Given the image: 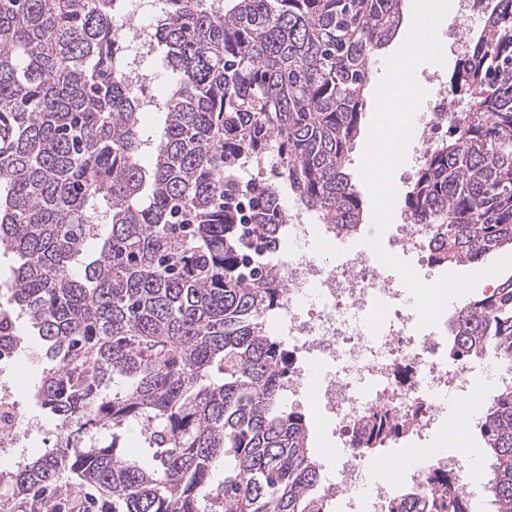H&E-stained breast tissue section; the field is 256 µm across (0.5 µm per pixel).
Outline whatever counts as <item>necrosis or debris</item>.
<instances>
[{
  "mask_svg": "<svg viewBox=\"0 0 512 512\" xmlns=\"http://www.w3.org/2000/svg\"><path fill=\"white\" fill-rule=\"evenodd\" d=\"M424 88L425 109L414 119L419 157L430 152L448 119L461 112L444 72L427 75ZM286 229L291 247L279 262L286 291L274 326L292 354L288 400L315 403L343 449L330 471L324 512H388L394 487L423 488L441 474L460 480L470 459L440 449L422 462L406 460L396 481H377L359 492L368 463L355 448L361 417L387 412L415 418L417 440H429L447 428L449 400L475 398L482 368L449 365L447 319L419 327L400 275L380 263L369 246L350 247L332 225L312 227L309 216L295 206L288 209ZM314 230L334 250V261L318 262L305 252ZM381 243L391 254L413 256L417 266L429 262V228L406 221L382 236ZM310 366L318 371L316 379L305 374ZM1 409L11 420L0 426V453L30 447L15 386L2 377Z\"/></svg>",
  "mask_w": 512,
  "mask_h": 512,
  "instance_id": "necrosis-or-debris-1",
  "label": "necrosis or debris"
}]
</instances>
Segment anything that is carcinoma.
I'll list each match as a JSON object with an SVG mask.
<instances>
[{
  "mask_svg": "<svg viewBox=\"0 0 512 512\" xmlns=\"http://www.w3.org/2000/svg\"><path fill=\"white\" fill-rule=\"evenodd\" d=\"M142 2L0 0V253L15 259L0 318L38 337L34 398L63 432L0 470V512L72 479L105 512H319L322 463L285 401L290 352L269 329L284 297L269 256L286 196L360 232L347 155L405 0H152L136 57L114 19ZM470 42L448 88L472 107L404 200L412 223L432 226L438 266L512 247V0ZM151 52L171 76L155 105L124 76ZM144 112L164 115L149 168ZM448 360L512 370V277L450 314ZM403 426L367 415L361 453ZM477 427L487 489L512 512L511 385ZM134 428L148 461L121 444ZM463 498L441 480L389 512H467Z\"/></svg>",
  "mask_w": 512,
  "mask_h": 512,
  "instance_id": "1",
  "label": "carcinoma"
}]
</instances>
